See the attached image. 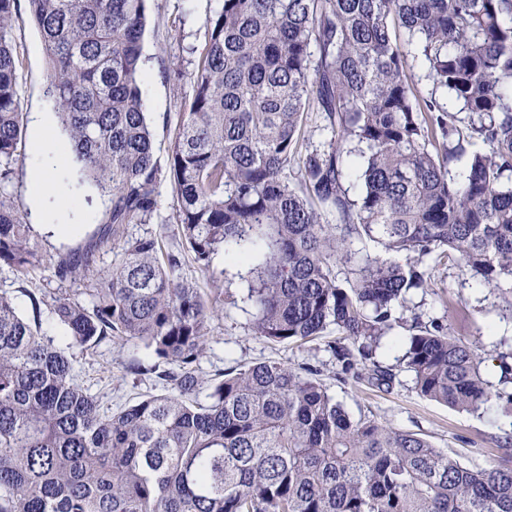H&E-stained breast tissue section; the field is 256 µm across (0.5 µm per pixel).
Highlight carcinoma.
I'll list each match as a JSON object with an SVG mask.
<instances>
[{"instance_id":"carcinoma-1","label":"carcinoma","mask_w":512,"mask_h":512,"mask_svg":"<svg viewBox=\"0 0 512 512\" xmlns=\"http://www.w3.org/2000/svg\"><path fill=\"white\" fill-rule=\"evenodd\" d=\"M146 0H28L71 148L68 183L110 196L81 247L46 255L0 192V268L62 283L33 297L71 348L139 342L134 365L165 392L110 414L70 356L0 294V512H512V464L471 469L427 439L351 416L320 370L263 361L197 373L224 270L238 266L254 335L326 347L339 378L390 385L374 360L424 259L446 261L512 311V0H222L205 20L191 96L167 160L144 112ZM16 0H0V176L24 128L11 47ZM418 42L420 98L394 34ZM321 114L329 139L306 136ZM469 155L465 172L452 166ZM301 172L293 183L288 172ZM170 185L175 246L132 236ZM376 243L372 256L354 245ZM116 251L109 271L100 251ZM189 255L210 285L180 277ZM402 357L416 392L462 411L491 392L472 349L414 322ZM207 390V400L198 394Z\"/></svg>"}]
</instances>
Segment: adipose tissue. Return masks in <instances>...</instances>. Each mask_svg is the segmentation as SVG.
I'll use <instances>...</instances> for the list:
<instances>
[{
	"label": "adipose tissue",
	"instance_id": "adipose-tissue-1",
	"mask_svg": "<svg viewBox=\"0 0 512 512\" xmlns=\"http://www.w3.org/2000/svg\"><path fill=\"white\" fill-rule=\"evenodd\" d=\"M69 154L67 144L52 141L49 137L45 115H38L34 123V140L29 158L32 177L28 193L44 223L60 234L69 229L64 216L69 201L59 194Z\"/></svg>",
	"mask_w": 512,
	"mask_h": 512
}]
</instances>
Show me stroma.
I'll use <instances>...</instances> for the list:
<instances>
[{
    "label": "stroma",
    "instance_id": "1",
    "mask_svg": "<svg viewBox=\"0 0 512 512\" xmlns=\"http://www.w3.org/2000/svg\"><path fill=\"white\" fill-rule=\"evenodd\" d=\"M220 6V0H148L147 29L143 42V69L148 77L142 85L145 109L152 127L154 148L165 157L180 106L192 91L194 61L206 45L205 19ZM12 46L18 60V93L24 113L23 152H30L36 113L43 111L49 99L50 82L43 45L29 17L28 0H17ZM181 66L179 80L167 78L170 63ZM30 170L16 165L0 187L15 199L26 223L44 251L84 244L101 224L107 205L98 193H79L71 199V217L77 225L72 234L56 235L38 225L28 196ZM431 272L428 287L412 291L400 310L401 324L395 325L382 339L375 358L380 365L393 369L392 386L375 387L367 382L339 381L335 361L324 342L305 345L271 344L254 336L248 315L240 307L224 304L211 323L206 349L197 369L201 376L214 377L230 367L278 360L291 366L310 364L321 371V379L330 394L352 416L374 417L382 424L418 434L436 448L452 452L461 463L473 469L508 462L497 446L504 433L512 432V415L503 413L497 401H490L478 411H459L429 401L414 389L410 375L401 368L405 338L413 317L422 322L438 321L450 334L468 345L481 360V370L492 387L500 385L498 355L512 352V313L491 289L457 268L426 259ZM52 269L35 271L30 282H18L8 270H0V293L9 296L17 312L26 319H39L41 332L54 346L65 347V330L50 309L34 313L30 297L40 289L58 288ZM133 360L151 363L153 357L135 342L106 340L90 353H74L72 364L81 385L97 396L102 411L112 412L132 404L143 396L163 390L153 378L126 373Z\"/></svg>",
    "mask_w": 512,
    "mask_h": 512
}]
</instances>
